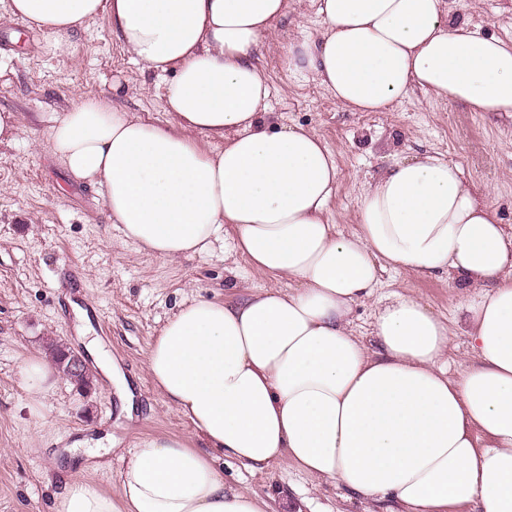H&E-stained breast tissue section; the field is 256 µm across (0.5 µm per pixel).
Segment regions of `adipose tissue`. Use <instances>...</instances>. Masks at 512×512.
<instances>
[{
    "label": "adipose tissue",
    "mask_w": 512,
    "mask_h": 512,
    "mask_svg": "<svg viewBox=\"0 0 512 512\" xmlns=\"http://www.w3.org/2000/svg\"><path fill=\"white\" fill-rule=\"evenodd\" d=\"M54 56L108 12L147 71L170 74L178 128L83 98L55 118L53 156L101 182L125 239L161 259L203 254L229 233L232 254L276 280L239 300L183 301L154 337L148 374L205 440L162 434L129 450L118 489L69 478L54 512H270L226 486L211 450L250 471L289 461L396 512H512V236L460 168L436 155L394 160L369 184L350 233L329 220L332 151L278 124L254 55L287 0H5ZM317 34L288 48L337 103L381 112L421 88L472 111L512 114V40L457 20L445 0H317ZM221 141L207 152L196 135ZM445 274L461 289L470 363L449 371L447 316L403 293L375 312L370 349L355 305L386 270ZM32 408L55 370L21 369Z\"/></svg>",
    "instance_id": "1"
}]
</instances>
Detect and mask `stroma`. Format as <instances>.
Instances as JSON below:
<instances>
[{"instance_id": "35a3bbf8", "label": "stroma", "mask_w": 512, "mask_h": 512, "mask_svg": "<svg viewBox=\"0 0 512 512\" xmlns=\"http://www.w3.org/2000/svg\"><path fill=\"white\" fill-rule=\"evenodd\" d=\"M460 17L483 35L512 38V0H467ZM320 28L314 0H290L257 59L270 87L269 109L286 125L323 138L339 169L330 220L341 232L355 222L367 184L391 156L421 153L457 164L465 182L488 196L512 234V116L490 117L462 103L443 102L414 90L384 112H350L337 105L313 75H294L286 49ZM66 59L43 48L26 23L0 18V109L16 112V142L0 145V512H52L64 480L66 453L74 441L111 433L116 447L132 448L143 437L177 433L203 438L152 386L146 353L166 319L184 299H238L274 280L251 272L244 259L225 256L223 241L204 254L158 259L124 241L104 207V188L73 178L52 156L53 119L83 97H113L115 105L153 124L176 125L163 106L166 80L142 70L100 14L74 37ZM121 84L113 95V84ZM379 296L392 291L455 316L460 297L445 275L408 271L381 276ZM100 340L135 395L125 416L112 383L92 366L90 389L58 376L52 392L32 412L21 366L32 355L48 356L50 342L84 352ZM224 481L302 506L304 512H388L330 481L315 479L284 462L253 474L217 456Z\"/></svg>"}]
</instances>
